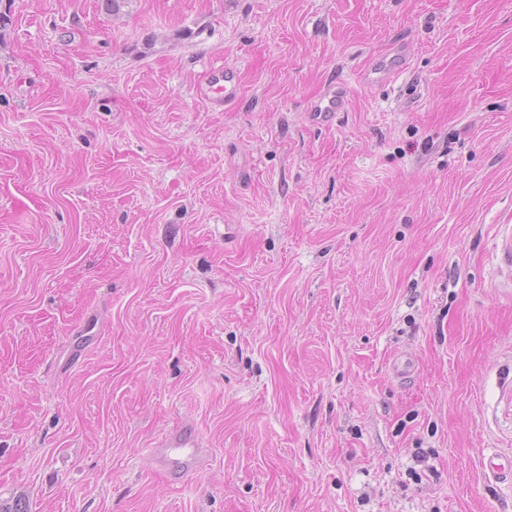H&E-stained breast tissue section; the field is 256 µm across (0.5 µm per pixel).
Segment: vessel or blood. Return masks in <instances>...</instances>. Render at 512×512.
Here are the masks:
<instances>
[{
    "label": "vessel or blood",
    "mask_w": 512,
    "mask_h": 512,
    "mask_svg": "<svg viewBox=\"0 0 512 512\" xmlns=\"http://www.w3.org/2000/svg\"><path fill=\"white\" fill-rule=\"evenodd\" d=\"M406 49L398 46L389 53L379 56L373 64L364 69L360 80L367 85L388 83L402 76L406 70ZM240 75L236 68L214 66L208 71L207 81L198 94L218 109L230 107L240 93ZM348 102V86L339 82L328 87L310 104L308 118L311 123L332 125L339 112L345 111ZM160 473L179 474L189 478L208 464V451L198 432L189 425L167 432L150 450ZM481 467L488 478L497 482L512 479V456L494 451L484 455Z\"/></svg>",
    "instance_id": "b4317fda"
}]
</instances>
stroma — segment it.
<instances>
[{"mask_svg": "<svg viewBox=\"0 0 512 512\" xmlns=\"http://www.w3.org/2000/svg\"><path fill=\"white\" fill-rule=\"evenodd\" d=\"M508 225L512 0H0V502L512 512ZM406 60L405 47L397 46L386 55L376 58L370 67L364 69L360 73V80L367 85L394 81L405 73ZM240 75L236 68L213 66L209 69L207 81L197 90L216 109H227L238 99L240 93ZM348 92V86L343 82H336V85L326 88L308 108L310 122L323 126L332 125L339 112H346ZM160 473H178L183 479L204 469L208 451L199 433L190 425H182L167 432L150 450ZM480 465L489 479L496 482L512 479V457L509 454L492 451L483 456Z\"/></svg>", "mask_w": 512, "mask_h": 512, "instance_id": "obj_1", "label": "stroma"}]
</instances>
